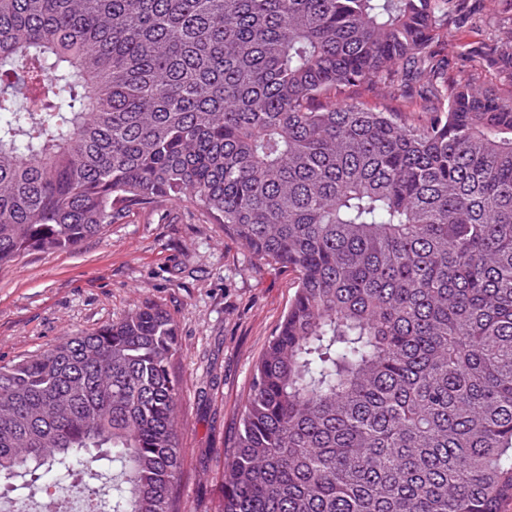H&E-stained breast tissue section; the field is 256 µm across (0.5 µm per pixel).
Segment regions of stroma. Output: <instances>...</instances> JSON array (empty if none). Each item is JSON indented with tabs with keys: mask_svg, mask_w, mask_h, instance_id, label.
I'll use <instances>...</instances> for the list:
<instances>
[{
	"mask_svg": "<svg viewBox=\"0 0 512 512\" xmlns=\"http://www.w3.org/2000/svg\"><path fill=\"white\" fill-rule=\"evenodd\" d=\"M468 23L449 26L454 45L495 36L499 20L474 0ZM296 292L288 269L251 257L190 203L129 213L71 250L32 251L0 267V364L122 319L143 304L178 326L172 368L178 408L183 512H219L224 451L238 427L253 367Z\"/></svg>",
	"mask_w": 512,
	"mask_h": 512,
	"instance_id": "obj_1",
	"label": "stroma"
}]
</instances>
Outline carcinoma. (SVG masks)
<instances>
[{
	"label": "carcinoma",
	"instance_id": "obj_1",
	"mask_svg": "<svg viewBox=\"0 0 512 512\" xmlns=\"http://www.w3.org/2000/svg\"><path fill=\"white\" fill-rule=\"evenodd\" d=\"M469 2L0 0V266L168 201L295 274L220 512L512 500V0L458 80ZM178 349L146 304L0 365V484L181 512ZM49 489L50 496L48 497L45 494H39V496L42 497L43 501L49 502L51 498L57 499V500H64L66 498H69V495H77L80 497H74L72 500H69V510L66 512H85V501L81 494H79L75 484L71 479L64 478V477H57L54 479V481L51 483Z\"/></svg>",
	"mask_w": 512,
	"mask_h": 512
}]
</instances>
